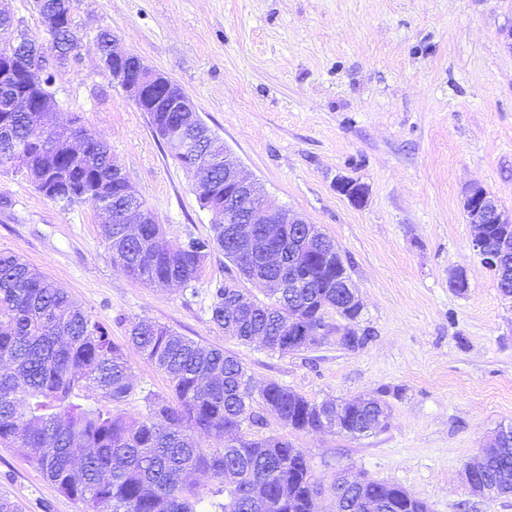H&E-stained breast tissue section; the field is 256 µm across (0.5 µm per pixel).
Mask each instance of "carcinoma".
<instances>
[{"mask_svg": "<svg viewBox=\"0 0 512 512\" xmlns=\"http://www.w3.org/2000/svg\"><path fill=\"white\" fill-rule=\"evenodd\" d=\"M38 14L52 20L60 50L56 66L67 65L74 26L72 0H34ZM19 85L0 77V169L23 173L34 188L64 207L88 203L109 212L100 225L113 261L131 278L153 287L188 284L199 278L207 260L221 252L234 265L241 259L224 247V225L212 235L178 243L164 240L161 224H143L136 235L114 223L113 206L145 200L119 174L122 164L106 138L74 119L51 131L33 112L12 111ZM151 125L169 150L184 126L180 112H152ZM216 183L200 194L202 207L224 208V160L215 163ZM512 245V224L486 225V247ZM310 279L298 298L250 297L226 283L215 289L213 323L242 344L255 339L281 355L300 347L285 342L290 330L307 322L330 333L325 315L332 309L346 321L334 327L350 350L364 346L365 334L353 323L360 308L349 305L342 258L303 259ZM127 346L140 352L169 382L171 398L145 397V412L132 416L117 409L135 390L123 348L107 328L75 305L44 273L20 257L0 251V444L23 448L32 464L83 512H198L205 499L195 473H207L224 494L220 512H318L315 482L306 454L285 436L249 438L243 426L262 428L267 417L295 432L338 427L353 438L374 432L388 417L378 398L316 402L275 380L256 384L242 361L216 347L150 320L130 325ZM99 393L110 406L86 409L80 393ZM260 400L263 412L253 408ZM221 438L204 445L211 436ZM473 480L501 495L512 491V431L500 430L483 455ZM336 512H431L429 504L404 488L368 478L334 483Z\"/></svg>", "mask_w": 512, "mask_h": 512, "instance_id": "cac0c4a2", "label": "carcinoma"}]
</instances>
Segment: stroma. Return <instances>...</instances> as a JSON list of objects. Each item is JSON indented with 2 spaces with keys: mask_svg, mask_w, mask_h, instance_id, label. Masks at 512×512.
Here are the masks:
<instances>
[{
  "mask_svg": "<svg viewBox=\"0 0 512 512\" xmlns=\"http://www.w3.org/2000/svg\"><path fill=\"white\" fill-rule=\"evenodd\" d=\"M79 58L55 74L56 119L102 133L170 241L211 233L194 178L102 69L96 35L164 73L276 204L317 225L341 253L370 341L328 336L279 355L211 319L236 278L215 255L188 285L152 288L113 263L88 204L62 208L22 174L0 171V251L50 276L124 343L149 319L237 355L255 381L308 399H384L385 427L351 438L297 433L334 512L337 473L396 483L433 512H512V495H472L464 467L512 424V300L473 250L461 206L483 186L512 214V0H77ZM365 184L363 204L336 189ZM469 287L457 294L452 272ZM135 392L167 396L164 373L129 353ZM22 512H80L26 459L0 447V493Z\"/></svg>",
  "mask_w": 512,
  "mask_h": 512,
  "instance_id": "1",
  "label": "stroma"
}]
</instances>
